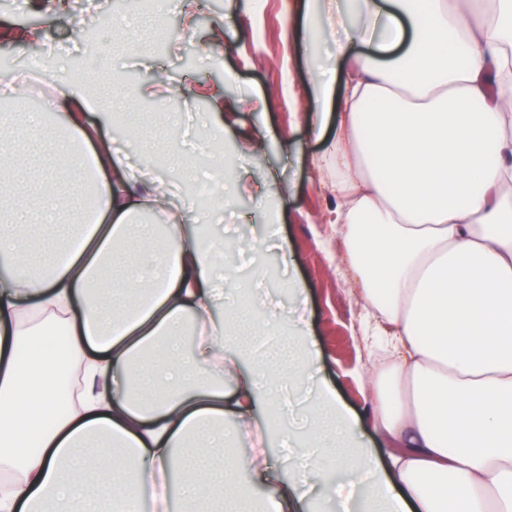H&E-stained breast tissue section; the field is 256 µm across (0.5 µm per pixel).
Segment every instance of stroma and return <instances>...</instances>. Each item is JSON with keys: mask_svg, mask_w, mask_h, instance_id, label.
I'll list each match as a JSON object with an SVG mask.
<instances>
[{"mask_svg": "<svg viewBox=\"0 0 512 512\" xmlns=\"http://www.w3.org/2000/svg\"><path fill=\"white\" fill-rule=\"evenodd\" d=\"M65 2L55 12L46 0H0V68L20 70L34 55L82 65L88 48L75 35L79 19L90 10L111 12L123 18L127 40L143 43L151 57L150 69H135L116 53L113 68L139 83L160 76L166 86L189 82L199 89L192 104L179 106L190 114L188 126L202 127L211 118L212 97L238 102L237 121L220 142L187 136L186 126L180 125L165 129L162 138L181 152L185 163L222 158L225 184H232L240 169L251 172L258 195L229 196L223 215L212 220L211 230L223 237L225 247L238 250L262 241L268 233L264 212L282 210L278 232L284 248L261 256L273 267L264 294L287 311L294 303L290 284L301 282L308 294L320 377L352 412L365 414L369 403L362 374L368 351L350 285L337 269L330 227L322 218L334 197L311 166L326 139L315 129L314 110L307 103L309 72L335 67V28L323 25L319 49L313 52L294 40L289 0H263L260 10L241 16L232 9L236 0H202L190 43L174 56L159 49L152 28L139 26L143 12L138 0ZM252 129L264 138L250 155H241L237 138Z\"/></svg>", "mask_w": 512, "mask_h": 512, "instance_id": "obj_1", "label": "stroma"}]
</instances>
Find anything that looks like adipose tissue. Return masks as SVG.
<instances>
[{
    "mask_svg": "<svg viewBox=\"0 0 512 512\" xmlns=\"http://www.w3.org/2000/svg\"><path fill=\"white\" fill-rule=\"evenodd\" d=\"M359 3L370 27L328 3L345 29L341 93L311 83L336 106L314 115L336 196L325 219L383 356L364 380L368 423L322 387L317 455L269 466V436L294 438L283 388L315 365L314 343L249 358L284 324L237 307L261 267L222 270L192 197L136 173L99 123L106 72L52 66L57 93L32 128L66 143L65 171L0 167V186L32 196L0 225L39 229L0 249V464L22 475L0 512H130L174 472L180 512H314L345 485L366 512H512V0ZM167 210L175 223H145ZM58 324L63 369L85 383L76 402L54 358L27 355Z\"/></svg>",
    "mask_w": 512,
    "mask_h": 512,
    "instance_id": "ef3b65f1",
    "label": "adipose tissue"
}]
</instances>
